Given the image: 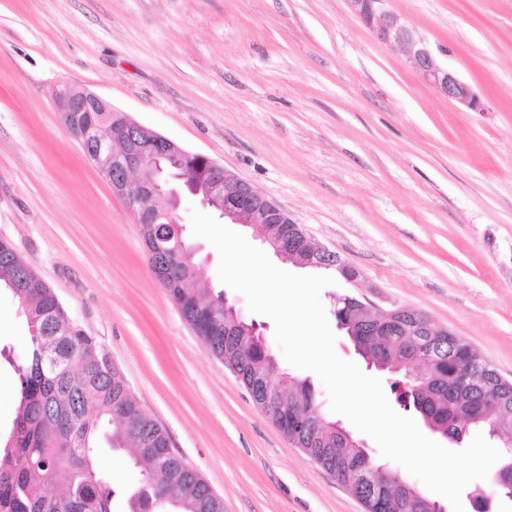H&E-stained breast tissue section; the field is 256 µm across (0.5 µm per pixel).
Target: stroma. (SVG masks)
Wrapping results in <instances>:
<instances>
[{
	"label": "stroma",
	"instance_id": "35a3bbf8",
	"mask_svg": "<svg viewBox=\"0 0 512 512\" xmlns=\"http://www.w3.org/2000/svg\"><path fill=\"white\" fill-rule=\"evenodd\" d=\"M482 95L427 86L346 0H0V239L96 337L224 512H364L184 320L54 105L83 86L284 207L356 267L321 292L408 306L512 379V0H393ZM262 326L273 378L308 381ZM28 328L0 291V347Z\"/></svg>",
	"mask_w": 512,
	"mask_h": 512
}]
</instances>
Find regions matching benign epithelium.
<instances>
[{
    "label": "benign epithelium",
    "mask_w": 512,
    "mask_h": 512,
    "mask_svg": "<svg viewBox=\"0 0 512 512\" xmlns=\"http://www.w3.org/2000/svg\"><path fill=\"white\" fill-rule=\"evenodd\" d=\"M346 2L379 41L399 47L416 73L441 96L472 112L487 111L473 86L439 63L426 40L390 8L391 0ZM54 102L64 127L79 146L95 144L85 153L86 159L109 182L113 194L125 201L137 224H167L174 234H181L176 211L179 187L183 186L232 224L283 226L280 238L262 237L263 244L276 256L285 258L293 249L302 255L301 266L329 256L336 260L343 278L357 280L359 271L355 267L311 238L281 205L223 165L138 124L84 87L65 84L56 90ZM81 112L110 113L112 123L82 126L78 124ZM257 386L262 390L259 409L276 411L284 405L279 389L261 382Z\"/></svg>",
    "instance_id": "benign-epithelium-1"
}]
</instances>
